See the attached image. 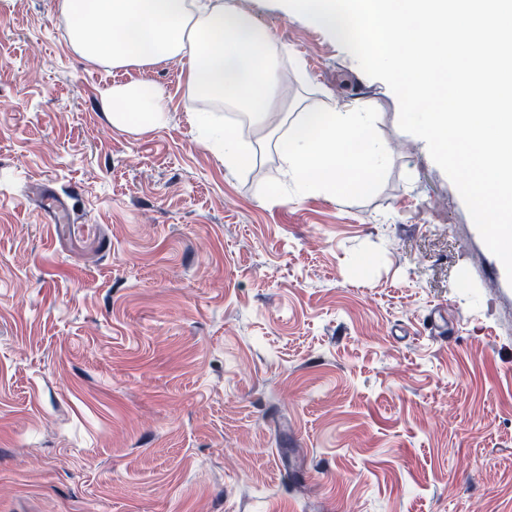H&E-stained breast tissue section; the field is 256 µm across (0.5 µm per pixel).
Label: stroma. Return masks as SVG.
<instances>
[{"label": "stroma", "mask_w": 512, "mask_h": 512, "mask_svg": "<svg viewBox=\"0 0 512 512\" xmlns=\"http://www.w3.org/2000/svg\"><path fill=\"white\" fill-rule=\"evenodd\" d=\"M223 2L288 104L370 106L386 161L276 193L274 149L199 142L191 111L260 133L187 58L93 67L57 0H0V512H512V283L384 82L278 0ZM143 79L166 124L115 129L100 90ZM211 113L191 112L189 121L202 135V140L208 148L219 154L224 165L232 169H244L257 164L259 154L246 144L238 142L224 130V125L217 122ZM36 197L38 198L40 208L52 215L54 224L73 223L71 210L65 201L57 196L53 189L46 186Z\"/></svg>", "instance_id": "stroma-1"}]
</instances>
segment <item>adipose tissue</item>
Listing matches in <instances>:
<instances>
[{"label":"adipose tissue","mask_w":512,"mask_h":512,"mask_svg":"<svg viewBox=\"0 0 512 512\" xmlns=\"http://www.w3.org/2000/svg\"><path fill=\"white\" fill-rule=\"evenodd\" d=\"M73 51L93 66H146L188 60L186 85L195 95L231 105L258 131L287 126L277 145L279 173L306 191L336 195L365 188L379 168L380 149L363 105L331 103L289 115L273 77L277 54L267 32L223 0H58ZM114 128L135 132L167 119V98L156 83H115L99 93ZM189 120L226 167L257 164V151L227 134L206 112Z\"/></svg>","instance_id":"ef3b65f1"}]
</instances>
